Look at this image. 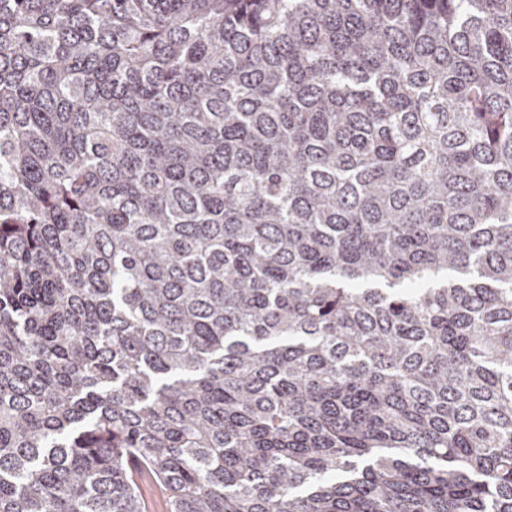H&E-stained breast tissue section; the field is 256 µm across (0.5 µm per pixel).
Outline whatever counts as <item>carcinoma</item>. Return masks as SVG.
<instances>
[{
    "label": "carcinoma",
    "instance_id": "obj_1",
    "mask_svg": "<svg viewBox=\"0 0 512 512\" xmlns=\"http://www.w3.org/2000/svg\"><path fill=\"white\" fill-rule=\"evenodd\" d=\"M512 512V0H0V512Z\"/></svg>",
    "mask_w": 512,
    "mask_h": 512
}]
</instances>
